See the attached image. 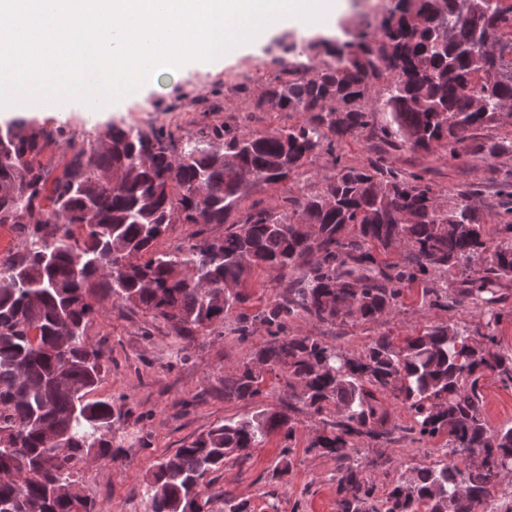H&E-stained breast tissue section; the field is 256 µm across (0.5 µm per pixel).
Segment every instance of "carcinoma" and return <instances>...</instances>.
I'll return each instance as SVG.
<instances>
[{
    "label": "carcinoma",
    "instance_id": "1",
    "mask_svg": "<svg viewBox=\"0 0 512 512\" xmlns=\"http://www.w3.org/2000/svg\"><path fill=\"white\" fill-rule=\"evenodd\" d=\"M343 35L278 41L294 60L280 61L255 107L306 113L297 125L249 133L218 126L179 150L171 130L113 125L69 141L54 178L40 159L47 130L23 120L0 127V224L25 241L0 268V437L8 439L0 469L25 475L21 489L0 481V512H100L71 474L90 453L114 457L121 447L115 433L125 413L90 398L102 354L86 331L101 300L141 307L188 339L247 301L240 288L256 268L288 285L271 307L239 315L240 340L257 321L268 339L227 395L253 398L263 374H282L288 406L217 425L159 461L144 487L152 512H210V475L226 460L248 457L275 432L290 451L298 404L330 427L311 448L340 462L336 512H486L489 503L512 512V494L501 488L512 470V426L487 425L480 392L488 372L512 385V350L496 336L503 313H492L477 339L465 324L442 323L400 342L383 333L357 355L288 335V321L301 315L377 321L416 281L428 283L423 296L435 308L485 294L499 301V281H512V218L490 244L472 192L444 205L423 176L383 158L345 165L336 146L384 112L395 145L458 156L472 131L512 111V2L385 0L378 24L346 26ZM322 55L329 60L311 64ZM322 153L332 169L310 193L278 208L255 203L231 219L253 187L282 183ZM172 224L199 226L197 241L156 250ZM209 224L227 225L224 236L206 237ZM375 246L410 256L382 266ZM380 394L407 409L419 438L448 436V451L377 497L352 453L359 438H388ZM15 439L23 451L8 449ZM63 485L73 494L56 495Z\"/></svg>",
    "mask_w": 512,
    "mask_h": 512
}]
</instances>
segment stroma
<instances>
[{"label":"stroma","instance_id":"obj_1","mask_svg":"<svg viewBox=\"0 0 512 512\" xmlns=\"http://www.w3.org/2000/svg\"><path fill=\"white\" fill-rule=\"evenodd\" d=\"M274 39L228 56L223 65L192 66L161 73L138 92L121 100L110 111L98 112L80 98L67 99L62 107L32 109L0 115V123L24 119L51 130L53 143L42 160L54 173H61L68 158L70 140L94 138L110 125L148 124L180 130L184 137L223 124L248 132H264L303 121L299 112H259L254 102L271 73L280 68ZM387 116L371 115L361 133L345 137L339 152L347 164L361 166L383 156L405 173H418L430 180L448 201L458 192L471 190L473 204L488 242H496L506 205L499 181L512 168V155L491 156L490 147L512 140V114L486 124L462 145L461 156L449 158L440 148L413 151L389 145L383 128ZM331 159L319 155L295 172L287 182L255 186L244 206L260 202L278 206L284 197L309 192L328 173ZM282 286L273 271H258L245 293L248 301L241 311H229L212 331L186 341L175 336L169 323L152 314L105 300L87 330L89 343L103 353L101 381L94 391L97 399L112 400L126 414L120 428L122 448L118 458H105L74 469L73 475L85 495L94 499L102 512H151L144 494V480L163 458L175 454L201 433L240 418L259 408H280L288 402L284 379L266 376L260 395L241 400L224 392L226 380L267 338L263 325H256L245 341L234 335L239 312L254 315L270 307ZM489 305L477 302L465 307L440 310L430 307L421 285L407 289L398 309L375 322L328 325L306 317L288 324L293 336H312L342 352H361L379 334L397 339L415 336L444 322L484 330ZM483 415L491 428L512 423V388H504L494 374L480 381ZM384 405L390 415L388 441L369 445L359 441L365 462L364 475L376 494H383L393 478L416 467L436 464L444 453L445 436L415 440L412 420L392 397ZM298 421L291 453H283L282 437L271 436L249 457L228 462L217 473L207 493L212 512H224V495L232 493L245 502L247 512H336L335 457L313 449L312 441L322 430L318 418L308 411L296 412ZM284 476H276L278 468Z\"/></svg>","mask_w":512,"mask_h":512}]
</instances>
